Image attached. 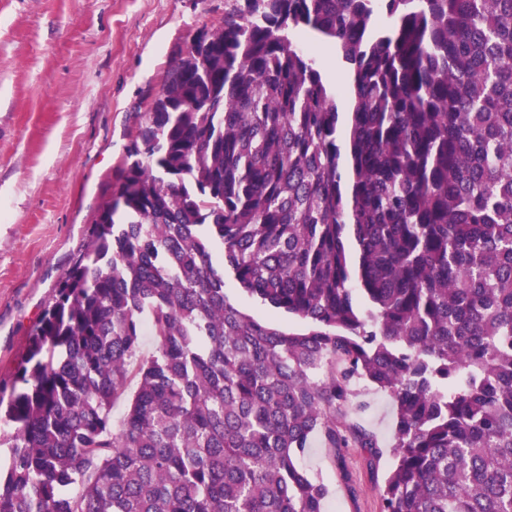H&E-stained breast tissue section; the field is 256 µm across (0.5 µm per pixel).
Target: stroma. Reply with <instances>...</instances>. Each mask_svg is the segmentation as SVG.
<instances>
[{
  "mask_svg": "<svg viewBox=\"0 0 512 512\" xmlns=\"http://www.w3.org/2000/svg\"><path fill=\"white\" fill-rule=\"evenodd\" d=\"M228 0H0V380L11 381L29 334L116 183L138 115L179 50L224 16ZM242 312L285 332L304 322L264 306L225 274ZM358 420L385 453L313 440L303 468L329 488L324 512H379L392 464L389 397L354 388Z\"/></svg>",
  "mask_w": 512,
  "mask_h": 512,
  "instance_id": "obj_1",
  "label": "stroma"
}]
</instances>
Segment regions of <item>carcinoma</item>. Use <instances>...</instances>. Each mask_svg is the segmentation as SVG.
Wrapping results in <instances>:
<instances>
[{
  "instance_id": "obj_1",
  "label": "carcinoma",
  "mask_w": 512,
  "mask_h": 512,
  "mask_svg": "<svg viewBox=\"0 0 512 512\" xmlns=\"http://www.w3.org/2000/svg\"><path fill=\"white\" fill-rule=\"evenodd\" d=\"M217 251L309 330L230 303ZM359 381L394 410L380 512H512V0H232L0 383V512H324L311 440L382 454ZM320 69L332 90L336 91V99L341 112H346L350 105L348 96L344 93L347 85L344 77L348 75L347 65L336 56L328 43H323L320 51Z\"/></svg>"
}]
</instances>
